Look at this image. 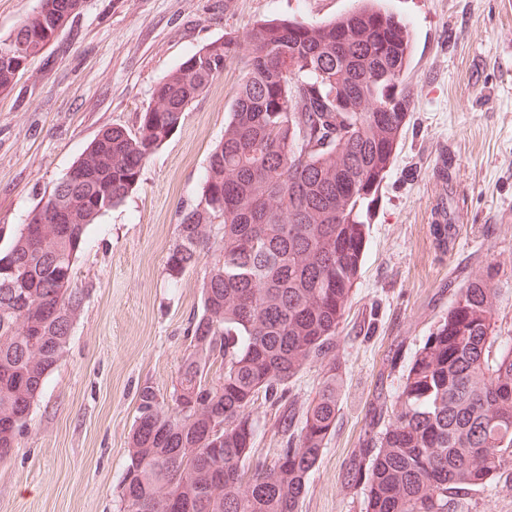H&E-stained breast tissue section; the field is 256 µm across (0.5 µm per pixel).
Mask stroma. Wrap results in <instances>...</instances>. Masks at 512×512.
I'll list each match as a JSON object with an SVG mask.
<instances>
[{"instance_id":"35a3bbf8","label":"stroma","mask_w":512,"mask_h":512,"mask_svg":"<svg viewBox=\"0 0 512 512\" xmlns=\"http://www.w3.org/2000/svg\"><path fill=\"white\" fill-rule=\"evenodd\" d=\"M412 35L415 94L351 302L336 333L344 390L298 512H364L349 467L371 409L391 395L452 294L494 272L496 324L512 336V13L502 0H382ZM352 0H84L58 40L0 94V225L18 229L98 131L137 129L156 83L236 35V60L145 164L124 202L89 227L72 277L85 294L10 459L0 512H120L141 388L170 399L204 267L168 275L181 212L197 203L260 21H328ZM460 229L449 252L437 213Z\"/></svg>"}]
</instances>
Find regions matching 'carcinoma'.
<instances>
[{"label":"carcinoma","instance_id":"obj_1","mask_svg":"<svg viewBox=\"0 0 512 512\" xmlns=\"http://www.w3.org/2000/svg\"><path fill=\"white\" fill-rule=\"evenodd\" d=\"M381 0L330 21L259 22L249 34L247 71L224 139L209 157L200 200L181 212L167 257L169 276L207 265L203 311L192 318V350L166 407L150 386L139 393L121 482L123 512H298L308 475L336 427L340 356L336 330L362 265L372 223L406 118L409 28ZM82 0H51L0 36V48L34 60L79 13ZM239 55L235 36L199 49L163 77L132 132L101 129L84 156L109 167L57 183L27 224L9 234L0 264L17 269L26 291L0 280V462L43 382L63 356L83 290L62 281L89 225L121 204L151 155L189 106ZM20 74L0 60V93ZM86 203L78 224L39 242L49 207ZM448 251L453 224L433 228ZM497 289L478 278L457 289L446 312L402 370L390 398L377 401L365 448L351 467L365 512H461L466 501L512 469V341L498 334ZM40 328L32 340L28 323ZM220 363L218 383H209ZM317 366L320 382L300 427L278 415L282 448L255 456L252 407H282L286 386Z\"/></svg>","mask_w":512,"mask_h":512}]
</instances>
